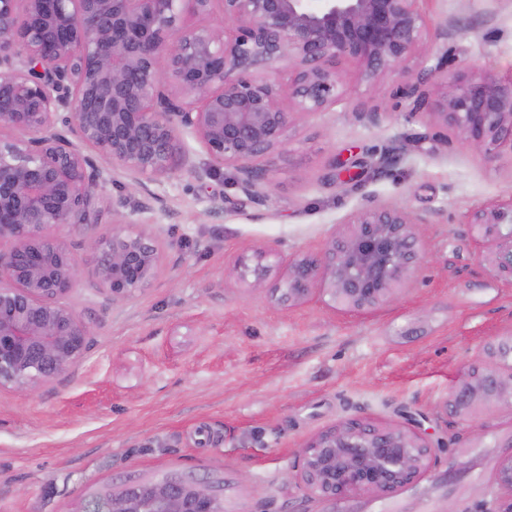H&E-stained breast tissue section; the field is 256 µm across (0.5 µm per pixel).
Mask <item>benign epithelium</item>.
<instances>
[{
  "label": "benign epithelium",
  "mask_w": 512,
  "mask_h": 512,
  "mask_svg": "<svg viewBox=\"0 0 512 512\" xmlns=\"http://www.w3.org/2000/svg\"><path fill=\"white\" fill-rule=\"evenodd\" d=\"M417 0H0V388L31 392L76 366L91 324L66 302L78 269L51 229L84 230L96 288L124 300L158 271L159 255L142 230L113 223L98 234L101 188L121 174L143 191L136 207L153 211L149 185L196 172L183 135L194 136L214 167L230 166L244 197L260 204L268 179L261 161L285 146L299 114L349 101L336 62L350 60L377 83L418 56L416 76L393 94L429 113L485 160L512 152V80L448 71V30L430 34ZM224 23L190 27L183 15ZM165 59L164 66L159 60ZM292 61L288 88L267 75ZM423 218L389 205L362 208L352 230L318 257L292 258L275 284L280 300L318 291L363 310L390 302L420 267L414 229ZM468 224L485 249L490 275L512 283V198L475 208ZM268 251L238 279L262 284ZM460 415L512 406V337L485 350L452 390ZM425 437L403 426L350 421L320 433L298 453L304 490L336 501L365 492L389 495L427 469ZM493 484L496 512H512V454ZM82 512H224L213 484L140 480L93 496Z\"/></svg>",
  "instance_id": "7a95c632"
}]
</instances>
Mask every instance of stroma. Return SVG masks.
I'll return each instance as SVG.
<instances>
[{
  "mask_svg": "<svg viewBox=\"0 0 512 512\" xmlns=\"http://www.w3.org/2000/svg\"><path fill=\"white\" fill-rule=\"evenodd\" d=\"M448 27V69L512 78V0H420ZM348 104L300 116L263 162L262 203L243 202L226 167L152 184L144 224L159 251L147 288L115 302L94 287L76 227L53 233L73 254L69 296L93 326L83 360L32 392L0 388V512H82L127 476L182 473L218 483L224 512H331L287 482L302 446L358 420L420 431L427 471L395 494L364 493L343 512H491L500 458L512 454V406L451 413L452 387L491 343L512 336V284L493 279L470 237V212L512 197V153L484 161L439 140L431 117L392 96L416 61L379 85L339 63ZM379 109L377 121L363 112ZM355 163L333 178L334 157ZM406 207L423 260L388 304L349 311L321 293L284 303L286 259L317 256L371 204ZM267 248L262 287L231 270ZM481 434H473V427Z\"/></svg>",
  "mask_w": 512,
  "mask_h": 512,
  "instance_id": "35a3bbf8",
  "label": "stroma"
}]
</instances>
